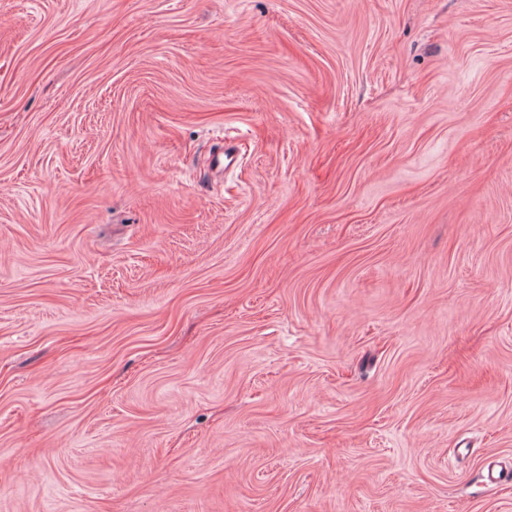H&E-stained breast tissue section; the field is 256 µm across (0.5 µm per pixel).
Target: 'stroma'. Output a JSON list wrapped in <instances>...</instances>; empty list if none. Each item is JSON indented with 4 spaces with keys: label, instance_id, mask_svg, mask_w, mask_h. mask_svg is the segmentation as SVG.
Wrapping results in <instances>:
<instances>
[{
    "label": "stroma",
    "instance_id": "stroma-1",
    "mask_svg": "<svg viewBox=\"0 0 512 512\" xmlns=\"http://www.w3.org/2000/svg\"><path fill=\"white\" fill-rule=\"evenodd\" d=\"M492 465L512 0H0V512H512Z\"/></svg>",
    "mask_w": 512,
    "mask_h": 512
}]
</instances>
